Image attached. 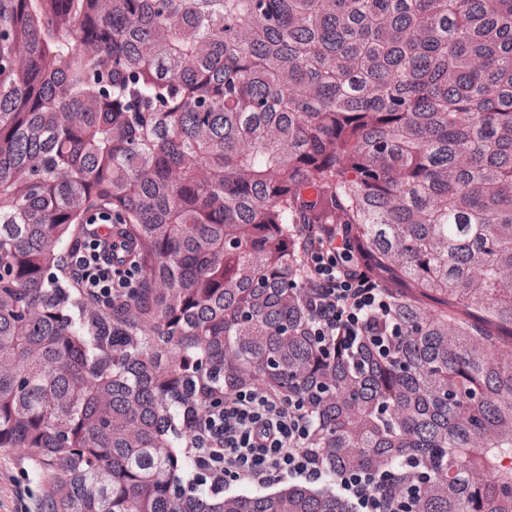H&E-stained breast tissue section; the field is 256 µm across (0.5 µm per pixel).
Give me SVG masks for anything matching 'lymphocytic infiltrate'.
I'll return each mask as SVG.
<instances>
[{"label":"lymphocytic infiltrate","mask_w":512,"mask_h":512,"mask_svg":"<svg viewBox=\"0 0 512 512\" xmlns=\"http://www.w3.org/2000/svg\"><path fill=\"white\" fill-rule=\"evenodd\" d=\"M109 222L107 215L95 217L85 225L79 245L65 256L79 288L105 304L130 297L141 285L135 263L115 262V246L101 233ZM303 249L314 335H357L364 318L381 304L379 288L346 259V244L335 225H307ZM309 435L300 404L252 388L238 389L212 406L196 428L195 476L215 494L234 484L274 478L318 483L324 473L306 447ZM336 487L354 512H406L405 485L390 472H343Z\"/></svg>","instance_id":"obj_1"}]
</instances>
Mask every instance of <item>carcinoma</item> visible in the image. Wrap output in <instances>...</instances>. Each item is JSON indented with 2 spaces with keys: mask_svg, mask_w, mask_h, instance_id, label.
<instances>
[{
  "mask_svg": "<svg viewBox=\"0 0 512 512\" xmlns=\"http://www.w3.org/2000/svg\"><path fill=\"white\" fill-rule=\"evenodd\" d=\"M99 211L143 278L110 306L63 264ZM304 224L377 335L311 334ZM241 387L324 485L184 492ZM0 448L52 512H352L336 474L410 455V512H512V0H0Z\"/></svg>",
  "mask_w": 512,
  "mask_h": 512,
  "instance_id": "cac0c4a2",
  "label": "carcinoma"
}]
</instances>
